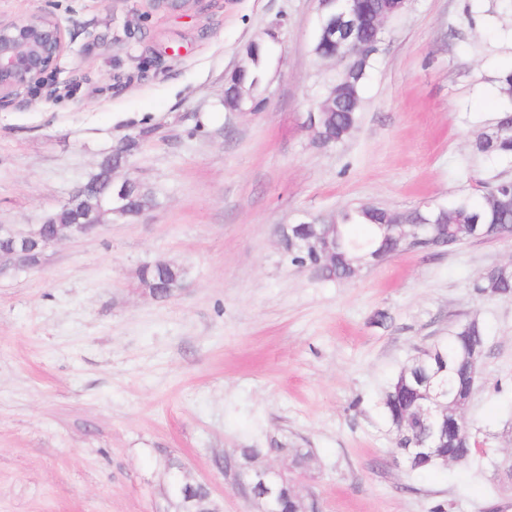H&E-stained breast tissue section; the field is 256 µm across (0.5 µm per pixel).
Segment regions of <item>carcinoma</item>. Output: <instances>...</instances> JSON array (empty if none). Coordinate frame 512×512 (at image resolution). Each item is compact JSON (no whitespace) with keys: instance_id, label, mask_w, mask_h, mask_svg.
I'll use <instances>...</instances> for the list:
<instances>
[{"instance_id":"carcinoma-1","label":"carcinoma","mask_w":512,"mask_h":512,"mask_svg":"<svg viewBox=\"0 0 512 512\" xmlns=\"http://www.w3.org/2000/svg\"><path fill=\"white\" fill-rule=\"evenodd\" d=\"M393 0H352L356 20L358 41L377 51L382 36L378 28L383 15L392 18L400 14L394 9ZM268 47L263 45L252 54L249 68L230 79V84L254 90L263 80L264 63ZM372 64V55L355 58L332 84L324 100L332 101L334 112L320 114L319 121L324 125L325 141L334 145L343 143L357 129L362 105V89L366 72ZM474 153L488 159L512 157V111H504L488 131H482L472 142ZM108 183L102 180L92 186L84 200L102 210H107ZM155 206L153 192L145 188L142 192L130 191L129 206L133 211L140 206ZM391 218L388 210L374 205H360L341 211L335 220L336 263L323 271L326 280H351L355 278L353 267L362 253L353 251L359 245L379 249L388 258L405 248L401 239L386 238L379 225ZM401 224H431L429 231L448 238L454 247L473 239V229L480 226L484 237L495 238L512 235V188L509 181L501 180L474 201L460 196L447 206L439 209L417 206L396 215ZM323 225L301 221L292 225L290 235L285 237V248L291 260L303 266L311 264L314 258L298 251L297 245L304 239L319 233ZM140 282L156 298L164 301L176 294L184 281V271L180 268L162 269L158 265H145L139 271ZM477 291L487 298L512 296V264L494 267L481 278ZM486 344L484 328L475 320L465 322L450 334L448 341L437 343L418 350L410 363L404 366L394 378L385 395L384 406L391 424L399 434V451L409 461L412 472L423 474L436 471L450 462L466 463L482 452L471 433L457 425L458 409L455 401L470 396L476 386L478 364L474 355L483 352ZM440 394L441 400L448 401V417L416 421L413 425L401 422L415 416L419 409L429 403L428 395ZM435 437L439 441L437 452L441 459L429 461L415 454L412 444L417 439ZM288 455L291 468L304 471L312 457L307 448L285 449L277 442L268 448H240L231 459L242 468L261 464L267 457ZM493 468L503 485H512V457L493 461ZM284 497L281 512H305L308 503L304 495L294 490L290 482L283 484Z\"/></svg>"}]
</instances>
